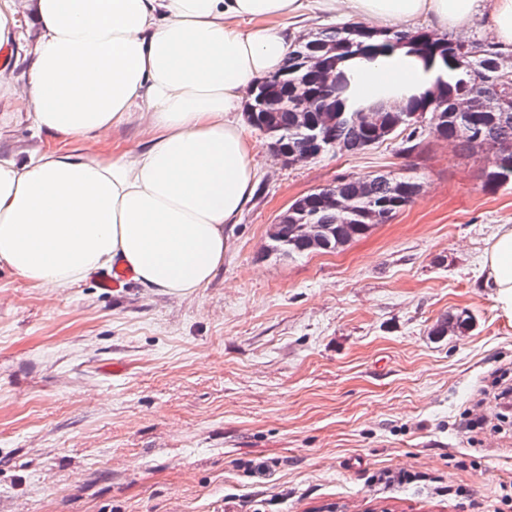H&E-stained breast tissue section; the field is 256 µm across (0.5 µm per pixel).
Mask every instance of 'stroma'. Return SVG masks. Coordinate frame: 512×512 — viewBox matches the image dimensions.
<instances>
[{"label": "stroma", "instance_id": "1", "mask_svg": "<svg viewBox=\"0 0 512 512\" xmlns=\"http://www.w3.org/2000/svg\"><path fill=\"white\" fill-rule=\"evenodd\" d=\"M244 132L258 181L207 287L108 292L93 274L39 288L0 269V512H492L512 436L471 443L461 416L495 422L501 405L480 389L512 368V322L482 272L512 225V184L486 191V150L448 140L287 166ZM145 138L133 121L63 143L0 99V158ZM371 174L423 190L338 252H267L295 200ZM460 314L466 332L433 335ZM384 469L420 479L372 483Z\"/></svg>", "mask_w": 512, "mask_h": 512}]
</instances>
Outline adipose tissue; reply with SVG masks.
<instances>
[{"instance_id":"1","label":"adipose tissue","mask_w":512,"mask_h":512,"mask_svg":"<svg viewBox=\"0 0 512 512\" xmlns=\"http://www.w3.org/2000/svg\"><path fill=\"white\" fill-rule=\"evenodd\" d=\"M336 2L0 0V45L21 39L20 16L39 26L24 86L0 71V96L19 101L34 130L80 140L137 119L148 134L142 147L94 157L49 149L20 164L0 160V267L51 288L116 265L151 292L204 287L258 173L238 117L245 91L284 65L290 42L278 20ZM344 2L381 28L427 15L461 38L481 16L497 44L512 46V0ZM344 68L364 102L394 100L439 75L403 49ZM483 270L512 321V225L494 235Z\"/></svg>"}]
</instances>
